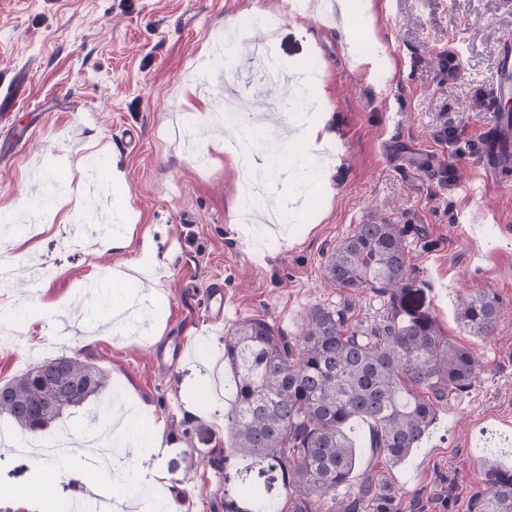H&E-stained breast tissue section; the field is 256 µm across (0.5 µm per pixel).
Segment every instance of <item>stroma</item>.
I'll list each match as a JSON object with an SVG mask.
<instances>
[{"label": "stroma", "mask_w": 512, "mask_h": 512, "mask_svg": "<svg viewBox=\"0 0 512 512\" xmlns=\"http://www.w3.org/2000/svg\"><path fill=\"white\" fill-rule=\"evenodd\" d=\"M349 12L346 33L327 0H0V86L26 81L20 106L0 121V213L30 214L26 242L4 251L17 276L0 282V325L9 331L0 338V383L27 371L28 351L76 356L105 369L110 386L65 412L57 429H97L117 396L142 408L143 426L164 422L165 451L135 459L118 486L130 503L139 500L137 470L157 466L184 512L246 505L248 489L293 512L279 469L247 467L230 451L224 337L237 322L262 318L292 338L318 308L344 312L352 330L379 327L385 297L370 289L349 296L324 276L336 242L374 218L405 226L409 287L483 367L398 466L373 456L368 425L355 424L359 474L373 471L381 487L367 512H468L485 487L487 459L512 472V189L486 181L481 153L460 158L434 138L449 123L479 140L494 122L477 106L498 77L512 12L500 0H374L369 15ZM247 17L275 20L280 71L319 73L306 89L313 110L279 112L270 126L276 133L322 116L328 134L305 185L271 189L308 197L290 209L284 235L243 231L237 165L218 136L202 134L190 149L177 134L187 114L223 112L228 86L247 92L243 46L224 47L223 63L212 62L217 39ZM447 50L457 56L451 75L441 65ZM200 155L209 168L197 166ZM91 161L121 215L114 231L136 227L129 249H105L100 235L79 249L67 244L87 219ZM448 164L449 183L441 177ZM144 256L162 277L142 288L152 311L138 334L115 326L112 289L90 272L96 262L122 271ZM34 272L61 309L19 308ZM215 282L227 310L220 326L206 316ZM477 290L495 294L506 312L486 337L457 320L459 296ZM177 337L187 356L157 369L155 350ZM359 474L322 496L321 512L354 495ZM53 478V467L36 468L31 455L0 452V512H33L23 492Z\"/></svg>", "instance_id": "35a3bbf8"}]
</instances>
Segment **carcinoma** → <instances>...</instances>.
<instances>
[{"label":"carcinoma","mask_w":512,"mask_h":512,"mask_svg":"<svg viewBox=\"0 0 512 512\" xmlns=\"http://www.w3.org/2000/svg\"><path fill=\"white\" fill-rule=\"evenodd\" d=\"M409 267L404 227L389 220L358 224L330 250L324 275L341 289L389 295L383 324L350 332L342 314L316 309L296 344L257 318L224 337L233 379L232 448L287 477L297 495L295 512H315L317 498L351 478L358 466L349 436L353 422L370 426L373 453L396 466L419 447L438 405L477 380L474 353L450 342L433 316L407 303ZM500 315L497 297L486 292L457 306L459 324L473 336L493 333ZM109 383L97 365L58 357L1 384L7 402L0 414L28 434L40 433ZM378 495L379 487L367 480L357 496L336 502V512H361L365 500ZM248 501L244 511L226 501L224 512H275L256 491ZM469 512H512V474L488 462L486 487Z\"/></svg>","instance_id":"carcinoma-1"}]
</instances>
